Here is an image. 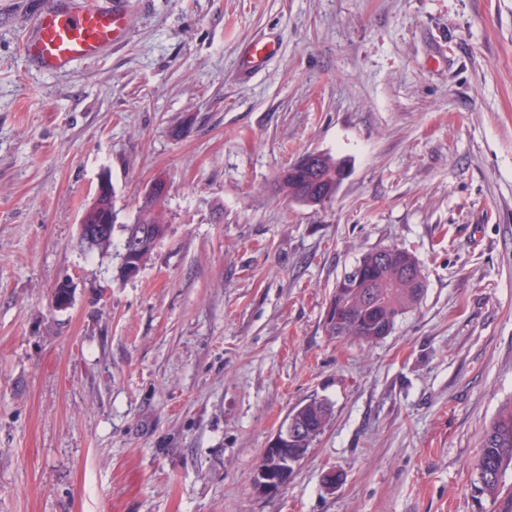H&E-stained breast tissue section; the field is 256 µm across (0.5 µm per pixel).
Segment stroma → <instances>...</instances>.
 Instances as JSON below:
<instances>
[{
  "label": "stroma",
  "mask_w": 512,
  "mask_h": 512,
  "mask_svg": "<svg viewBox=\"0 0 512 512\" xmlns=\"http://www.w3.org/2000/svg\"><path fill=\"white\" fill-rule=\"evenodd\" d=\"M42 4L0 0V512H487L479 438L512 401V0H129L127 42L58 74L20 48ZM312 152L347 174L305 206L277 177ZM160 176L168 233L124 276ZM105 177L119 226L90 252ZM386 246L418 259L421 304L377 343L329 336L337 282ZM314 397L324 433L256 492ZM113 198V188L110 179L102 178L99 188L98 194L95 200L89 204L82 214V223L80 221L79 225V235L84 238L88 244H96L100 241L99 236L101 233L92 234L89 231L84 230V226L82 224L90 225L93 227H97L100 224L106 223V221L112 217V223L110 227V232L108 234V239L99 242L98 246L94 249L98 250H107L112 244V230L115 227L117 214L112 204ZM331 414V405L317 399L300 403L291 410L287 420L294 422L297 431L294 425L288 430L287 425L265 448L262 455L264 462L252 478L258 493L275 494L288 483L294 466L305 458L313 442L324 432ZM294 436L296 439L289 444ZM287 443L288 448H285Z\"/></svg>",
  "instance_id": "1"
}]
</instances>
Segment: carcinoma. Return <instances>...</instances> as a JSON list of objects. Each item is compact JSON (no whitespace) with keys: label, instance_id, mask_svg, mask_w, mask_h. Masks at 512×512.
<instances>
[{"label":"carcinoma","instance_id":"cac0c4a2","mask_svg":"<svg viewBox=\"0 0 512 512\" xmlns=\"http://www.w3.org/2000/svg\"><path fill=\"white\" fill-rule=\"evenodd\" d=\"M341 162L329 154L318 159L313 176L293 163L278 175L279 189L291 200L308 206L329 202L339 184ZM166 181L161 179L152 192L143 196L136 221L125 226V236L142 229L147 233L145 243L137 251L134 261L142 266L156 244L166 236L167 218L165 199ZM113 188L110 179H101L98 194L82 214V223L97 227L110 218L117 219L112 204ZM416 262L407 250L391 247L387 262L379 259V249L362 255L338 282V293L333 296L334 315L326 321L330 335L340 339H355L366 343L379 341L383 327L395 326L399 316L417 308L423 296L418 287L408 285L398 271ZM332 414L331 405L313 399L295 406L288 421L297 428L291 448H309L327 427ZM512 469V401L501 407L497 416L480 436L476 458L475 486L486 496L492 512H512V486L505 477Z\"/></svg>","mask_w":512,"mask_h":512}]
</instances>
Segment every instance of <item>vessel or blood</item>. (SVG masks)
Here are the masks:
<instances>
[{"label":"vessel or blood","mask_w":512,"mask_h":512,"mask_svg":"<svg viewBox=\"0 0 512 512\" xmlns=\"http://www.w3.org/2000/svg\"><path fill=\"white\" fill-rule=\"evenodd\" d=\"M127 37L125 0H49L22 50L40 70L61 73L97 61Z\"/></svg>","instance_id":"obj_1"}]
</instances>
